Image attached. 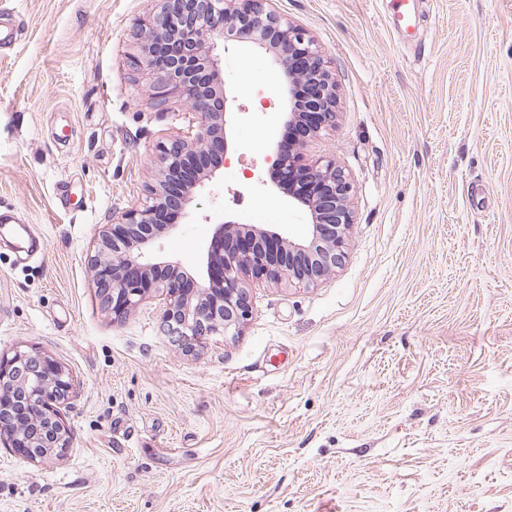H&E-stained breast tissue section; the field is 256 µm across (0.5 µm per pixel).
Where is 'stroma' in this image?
Wrapping results in <instances>:
<instances>
[{
	"mask_svg": "<svg viewBox=\"0 0 512 512\" xmlns=\"http://www.w3.org/2000/svg\"><path fill=\"white\" fill-rule=\"evenodd\" d=\"M336 84L307 154L352 185L346 258L317 287L259 284L237 336L198 355L161 297L113 321L87 256L146 198L160 147L194 134L154 108L139 21L157 0H0V207L46 243L0 237V353L72 374V446L36 464L0 446V512H512V0H274ZM226 160L152 244L202 278L215 225L306 237L270 181L284 77L220 51Z\"/></svg>",
	"mask_w": 512,
	"mask_h": 512,
	"instance_id": "stroma-1",
	"label": "stroma"
}]
</instances>
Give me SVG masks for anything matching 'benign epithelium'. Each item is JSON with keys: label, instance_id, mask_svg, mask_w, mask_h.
I'll return each mask as SVG.
<instances>
[{"label": "benign epithelium", "instance_id": "1", "mask_svg": "<svg viewBox=\"0 0 512 512\" xmlns=\"http://www.w3.org/2000/svg\"><path fill=\"white\" fill-rule=\"evenodd\" d=\"M141 21L143 63L156 76L153 104L184 102L197 120L194 138L161 146L157 184L144 203L98 232L88 257L101 305L120 321L154 294L164 297L161 329L175 348L197 354L211 336L241 334L251 315L250 284L318 285L341 267L349 230L351 183L333 160L306 159L307 144L336 126V86L314 39L272 8L271 0H158ZM272 53L288 85L284 125H305L294 142L278 145L277 184L310 215L301 241L277 228L228 221L218 225L204 255L207 279L179 262L151 254L154 239L174 228L160 211L185 208L188 190L211 175L229 150L228 96L214 50L228 41ZM76 393L73 376L51 355L29 348L0 354V444L40 463L71 447L66 420Z\"/></svg>", "mask_w": 512, "mask_h": 512}]
</instances>
